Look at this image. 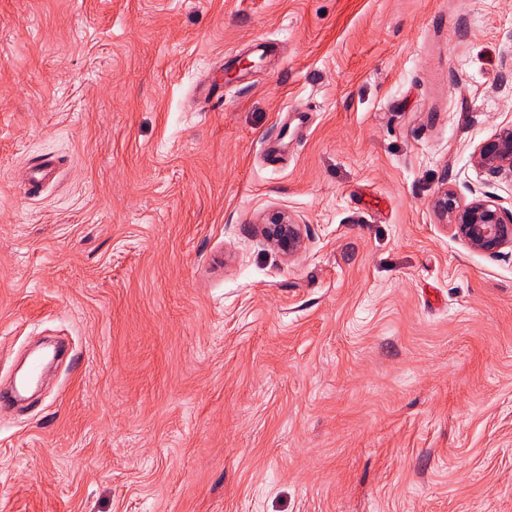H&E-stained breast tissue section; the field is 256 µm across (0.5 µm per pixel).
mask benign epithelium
Returning a JSON list of instances; mask_svg holds the SVG:
<instances>
[{
  "label": "benign epithelium",
  "instance_id": "1",
  "mask_svg": "<svg viewBox=\"0 0 512 512\" xmlns=\"http://www.w3.org/2000/svg\"><path fill=\"white\" fill-rule=\"evenodd\" d=\"M474 163L487 173L512 175V124L501 127L481 142L473 153ZM435 205L447 218L453 231L474 251L496 255L512 246V213L483 200L462 204L447 190ZM267 240L282 254L294 257L303 248L300 225L290 216L274 214L265 225Z\"/></svg>",
  "mask_w": 512,
  "mask_h": 512
}]
</instances>
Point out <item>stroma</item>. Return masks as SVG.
<instances>
[{
	"label": "stroma",
	"mask_w": 512,
	"mask_h": 512,
	"mask_svg": "<svg viewBox=\"0 0 512 512\" xmlns=\"http://www.w3.org/2000/svg\"><path fill=\"white\" fill-rule=\"evenodd\" d=\"M510 123L512 0H0V512H512ZM472 158L490 175L508 172L512 178V124L501 127L492 137L481 142ZM435 205L446 217L453 231L474 251L497 255L512 246V213L483 200L462 204L446 190ZM300 226L288 215L273 214L267 219L264 232L267 240L275 248L291 258L299 254L303 248Z\"/></svg>",
	"instance_id": "stroma-1"
}]
</instances>
